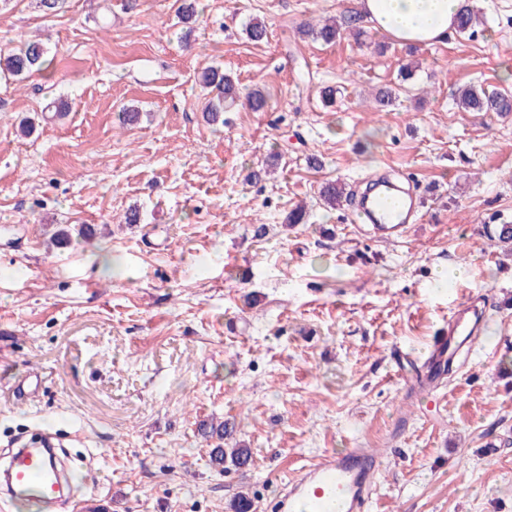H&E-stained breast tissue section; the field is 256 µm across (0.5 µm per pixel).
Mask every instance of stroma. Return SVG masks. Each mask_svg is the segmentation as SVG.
Returning a JSON list of instances; mask_svg holds the SVG:
<instances>
[{
  "mask_svg": "<svg viewBox=\"0 0 512 512\" xmlns=\"http://www.w3.org/2000/svg\"><path fill=\"white\" fill-rule=\"evenodd\" d=\"M359 2L200 0L183 24L180 0H111L103 25L100 0L53 16L0 0V50L39 39L51 61L0 79V449L80 431L89 512H232L242 492L271 512L301 465L360 446L384 460L368 512H512V256L487 235L512 224V113L455 103L467 85L512 91V0H475L472 36L414 50L371 27L331 46L300 34ZM212 64L240 93L263 87L266 111L208 124L197 74ZM407 64L413 94L377 109ZM129 107L141 118L120 125ZM397 169L426 190L399 241L319 199ZM301 203L306 223L288 224ZM75 224L96 233L47 249ZM478 289L489 328L447 386H405L395 349L426 354ZM29 373L43 384L25 404L13 383ZM226 419L246 474L209 462L199 425Z\"/></svg>",
  "mask_w": 512,
  "mask_h": 512,
  "instance_id": "35a3bbf8",
  "label": "stroma"
}]
</instances>
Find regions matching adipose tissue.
<instances>
[{
	"instance_id": "adipose-tissue-1",
	"label": "adipose tissue",
	"mask_w": 512,
	"mask_h": 512,
	"mask_svg": "<svg viewBox=\"0 0 512 512\" xmlns=\"http://www.w3.org/2000/svg\"><path fill=\"white\" fill-rule=\"evenodd\" d=\"M463 0H361L374 28L403 44L443 43L455 33Z\"/></svg>"
}]
</instances>
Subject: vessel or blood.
<instances>
[{
  "label": "vessel or blood",
  "mask_w": 512,
  "mask_h": 512,
  "mask_svg": "<svg viewBox=\"0 0 512 512\" xmlns=\"http://www.w3.org/2000/svg\"><path fill=\"white\" fill-rule=\"evenodd\" d=\"M352 206L354 224L369 228L376 237L395 240L404 237L419 220L422 200L409 177L378 173L355 193ZM474 307V298L463 301L449 317L447 331L433 341L424 358L414 360L413 385L431 391L438 387L457 337L477 334L481 328V319L471 316ZM380 467V458L364 448L325 454L318 463L301 466L281 488L276 512H366L371 479ZM0 492L15 503L49 507L62 499L69 512L84 509L83 501L70 493L49 445L13 451L0 470Z\"/></svg>",
  "instance_id": "vessel-or-blood-1"
}]
</instances>
